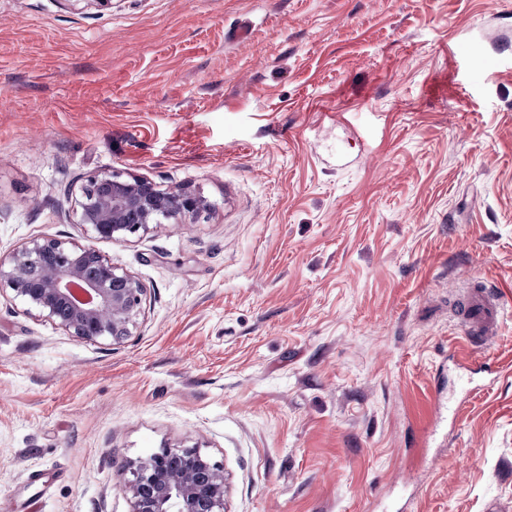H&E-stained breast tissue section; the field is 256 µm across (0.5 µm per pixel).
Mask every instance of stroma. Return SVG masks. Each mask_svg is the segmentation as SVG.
Returning a JSON list of instances; mask_svg holds the SVG:
<instances>
[{
  "label": "stroma",
  "mask_w": 512,
  "mask_h": 512,
  "mask_svg": "<svg viewBox=\"0 0 512 512\" xmlns=\"http://www.w3.org/2000/svg\"><path fill=\"white\" fill-rule=\"evenodd\" d=\"M474 37L512 46V0H0V251L147 290L118 343L0 293V512H132L129 462L194 445L224 512H512V62ZM98 172L208 208L101 239ZM480 280L505 319L467 352ZM440 361L480 390L433 437Z\"/></svg>",
  "instance_id": "1"
}]
</instances>
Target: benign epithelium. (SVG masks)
Instances as JSON below:
<instances>
[{"label": "benign epithelium", "instance_id": "7a95c632", "mask_svg": "<svg viewBox=\"0 0 512 512\" xmlns=\"http://www.w3.org/2000/svg\"><path fill=\"white\" fill-rule=\"evenodd\" d=\"M80 221L99 237L126 240L152 224L195 218L207 209L199 197L166 191L146 178L96 173L81 188ZM42 269L28 283L30 266ZM8 289L38 316L81 340L120 341L131 335L146 288L130 272L59 238H33L0 254V291ZM122 486L132 512H224V471L196 448H167L129 465Z\"/></svg>", "mask_w": 512, "mask_h": 512}]
</instances>
